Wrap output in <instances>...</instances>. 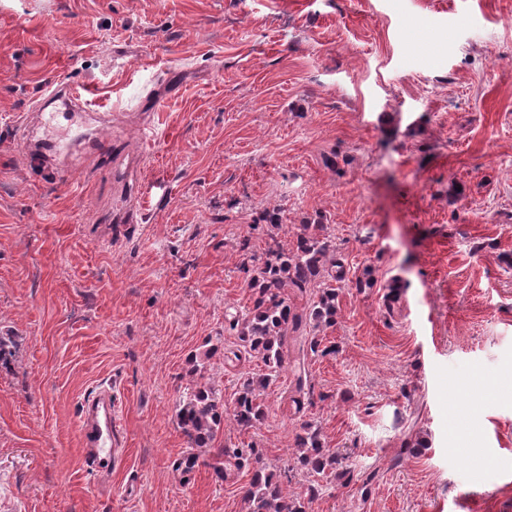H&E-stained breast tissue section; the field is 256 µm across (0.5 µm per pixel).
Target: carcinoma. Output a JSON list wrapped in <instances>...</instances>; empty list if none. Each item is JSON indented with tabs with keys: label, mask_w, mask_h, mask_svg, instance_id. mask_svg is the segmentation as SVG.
Wrapping results in <instances>:
<instances>
[{
	"label": "carcinoma",
	"mask_w": 512,
	"mask_h": 512,
	"mask_svg": "<svg viewBox=\"0 0 512 512\" xmlns=\"http://www.w3.org/2000/svg\"><path fill=\"white\" fill-rule=\"evenodd\" d=\"M322 224H303L297 234L296 249L281 248L276 231L277 217L267 220L269 241L262 252L256 287L260 298L252 311L235 318L233 327L246 351L260 359L261 375L246 376L231 399V406L209 387L197 384L182 396L177 405V418L187 442L192 448H207L214 440L224 415L229 414L237 426L258 428L267 414L261 392L275 382L282 371L284 345L287 337L298 335L307 326L317 329L335 324L339 291L345 286L344 265L323 231ZM321 284L308 308L299 312L290 297L304 294L315 284ZM299 455L287 465V471L305 469L312 476L325 474L338 464L336 454L327 452L318 431L303 426L298 436ZM220 477L231 471L252 470L244 487V499L251 512H307V502L300 496L290 497L284 491L282 474L267 469L261 463L256 448H218L208 463Z\"/></svg>",
	"instance_id": "obj_1"
}]
</instances>
